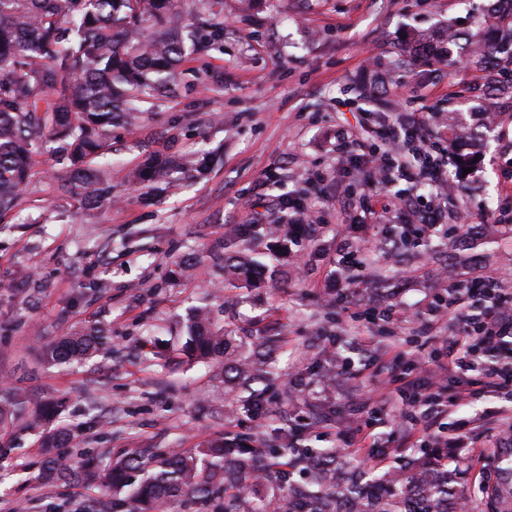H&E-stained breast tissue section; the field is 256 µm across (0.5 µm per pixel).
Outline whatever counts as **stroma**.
Listing matches in <instances>:
<instances>
[{
    "label": "stroma",
    "instance_id": "stroma-1",
    "mask_svg": "<svg viewBox=\"0 0 512 512\" xmlns=\"http://www.w3.org/2000/svg\"><path fill=\"white\" fill-rule=\"evenodd\" d=\"M486 0H223L224 40L185 58L176 97L141 113L134 129H112L106 174L113 203L84 208L61 195L50 153L34 156L36 175L18 209L0 221V384L35 400L59 399L62 420L85 450L116 457L130 448L181 450L231 428L252 434L279 426L297 431L304 448H327L364 420L365 399L376 383L355 384L320 375L338 357L354 356L359 337H373L366 356L385 360L391 348L422 359L435 341L420 321L398 324L384 315L391 304L426 311L435 276L454 281L504 276L512 289V98L498 99L494 138L481 165L453 181L442 196L446 215L463 210L472 225L410 238L400 256L385 238L415 224L426 190H410L396 171L374 181L366 157L381 131L417 122L426 131L419 149L448 142L455 104L472 114L489 93L482 72L468 69V52L433 79L419 61L407 68L387 60L415 30L443 29L476 17ZM378 94L368 97L367 82ZM173 150L219 151L207 179L182 178L158 195L149 184H130L166 136ZM344 151H337V143ZM295 200L305 223L317 224L316 242L288 244V263L273 259L272 239L254 248L261 266L250 289H220L222 271L211 260L177 280V262L209 248L238 224H277L283 204ZM359 238L371 264L353 271L339 306L323 303L320 284L344 238ZM218 286L212 309L219 323L255 336L275 334V376L265 397L281 412L224 411L228 389L211 365L180 355V322L187 308ZM91 322L109 328L112 355L103 364L50 367L42 348ZM471 438L512 435V403L477 390L469 404L449 408L448 428L475 416ZM381 475L410 465L420 448L399 446L390 423L378 427ZM466 469L462 498L469 512H485L481 484L493 478L498 449L459 451ZM43 450L34 432L16 423L0 435V512H95L96 494L82 484L38 481Z\"/></svg>",
    "mask_w": 512,
    "mask_h": 512
}]
</instances>
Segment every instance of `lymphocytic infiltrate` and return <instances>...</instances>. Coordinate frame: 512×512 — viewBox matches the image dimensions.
<instances>
[{"label": "lymphocytic infiltrate", "instance_id": "obj_1", "mask_svg": "<svg viewBox=\"0 0 512 512\" xmlns=\"http://www.w3.org/2000/svg\"><path fill=\"white\" fill-rule=\"evenodd\" d=\"M414 136L411 130L401 135L393 131L384 132V146L372 152L370 167L379 170L392 165L409 182L442 187L446 182L442 158L428 152L421 160L408 161L405 148ZM365 255V249L351 240H343L338 245L336 257L326 275L337 297L345 295L347 271L364 267ZM452 319L459 322L456 333L448 340V347L455 355L453 361H445L438 355L404 366L400 363L402 354L397 351L376 369L346 358L340 359L336 368L338 376L350 380L363 378L370 370L376 372L378 387L368 398L366 407L371 418L383 414L399 422V444L412 442L421 448L446 447L441 420L447 417L449 406L465 404L470 391L463 388L456 394H448L441 378L452 366L462 371L471 370L474 356L481 355L489 360L480 375L479 385L512 396V290L504 287L502 277L486 275L464 286L453 285L446 297L433 302L423 329L429 337H437ZM424 373L431 375L434 382L415 396L420 406L418 416L406 418L403 397L396 384L401 381L409 386L415 385Z\"/></svg>", "mask_w": 512, "mask_h": 512}]
</instances>
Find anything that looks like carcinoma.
Instances as JSON below:
<instances>
[{"instance_id":"1","label":"carcinoma","mask_w":512,"mask_h":512,"mask_svg":"<svg viewBox=\"0 0 512 512\" xmlns=\"http://www.w3.org/2000/svg\"><path fill=\"white\" fill-rule=\"evenodd\" d=\"M180 0H0V215L18 207L33 176L32 155L43 145L65 162L57 190L89 204L112 197V184L98 159L112 150V127L129 125L142 106L176 95L174 74L190 53L219 44L222 0H196L192 22L183 21ZM495 38L496 59L471 63L486 72L492 94H512V81L500 79L512 67V11H494L480 20ZM457 33L448 27V46L437 48L420 34L399 50L412 60L433 49L445 58ZM213 159L204 153L184 159L169 152L133 173L159 192L176 182L174 174L202 178ZM256 226L233 232L237 250L223 259L224 282L248 288L247 273ZM247 336H229L209 306L193 308L184 348L198 362L218 365L224 381L262 380L270 362L259 352L244 354ZM110 337L103 325L80 331L42 349L48 364L80 366L106 360ZM62 402L30 401L16 390H0V431L19 419L38 431L45 448L40 478L46 483L81 482L112 493V512H159L190 503L224 499V512H451L459 502L455 479L440 449H430L413 465L368 480L364 485L345 470L334 448H296L297 434L273 428L263 437L243 439L216 434L187 451L169 454L132 448L102 462L87 452L66 457L58 449L77 435L61 420ZM305 477L292 483L294 473ZM498 476L481 487L487 512H512V448L497 459Z\"/></svg>"}]
</instances>
